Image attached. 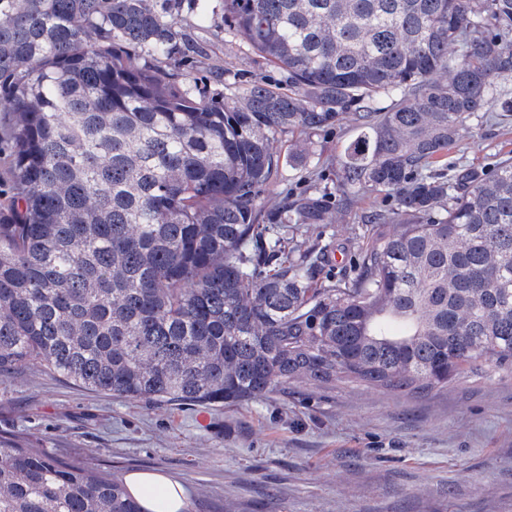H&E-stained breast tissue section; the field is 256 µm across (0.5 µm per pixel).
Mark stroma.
Wrapping results in <instances>:
<instances>
[{"mask_svg":"<svg viewBox=\"0 0 512 512\" xmlns=\"http://www.w3.org/2000/svg\"><path fill=\"white\" fill-rule=\"evenodd\" d=\"M180 70L222 99L282 75L224 30V0L199 20L183 12ZM343 123L309 140L280 135L277 151L304 150L302 167L259 198L271 211L326 187L333 214L316 224L347 269L352 228L387 200H341L336 160L352 139ZM512 156V115L491 113L448 153L449 165ZM0 431L27 447L125 478L161 471L182 481L188 512H512V371L465 376L424 394L359 383L279 384L234 406H172L91 391L36 364L0 377Z\"/></svg>","mask_w":512,"mask_h":512,"instance_id":"obj_1","label":"stroma"}]
</instances>
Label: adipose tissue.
Segmentation results:
<instances>
[{
    "label": "adipose tissue",
    "mask_w": 512,
    "mask_h": 512,
    "mask_svg": "<svg viewBox=\"0 0 512 512\" xmlns=\"http://www.w3.org/2000/svg\"><path fill=\"white\" fill-rule=\"evenodd\" d=\"M125 483L143 512H187L184 486L169 475L156 471H134L127 474Z\"/></svg>",
    "instance_id": "1"
}]
</instances>
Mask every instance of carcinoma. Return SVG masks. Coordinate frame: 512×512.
Instances as JSON below:
<instances>
[{
  "label": "carcinoma",
  "instance_id": "cac0c4a2",
  "mask_svg": "<svg viewBox=\"0 0 512 512\" xmlns=\"http://www.w3.org/2000/svg\"><path fill=\"white\" fill-rule=\"evenodd\" d=\"M182 10L0 0V377L35 362L106 394L222 407L279 383L426 393L512 370V161L444 164L485 113L512 112V0H224L288 92L255 81L221 101L180 73ZM343 121L336 190L394 206L367 216L355 277L321 281L324 195L267 213L258 199L277 136ZM0 512L142 510L120 479L0 432ZM8 117L7 112H0V206L2 207L9 203L13 195Z\"/></svg>",
  "mask_w": 512,
  "mask_h": 512
}]
</instances>
